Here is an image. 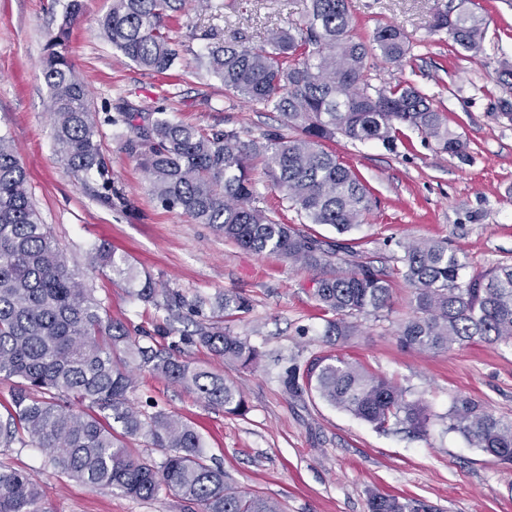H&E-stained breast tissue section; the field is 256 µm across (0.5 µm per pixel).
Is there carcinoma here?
<instances>
[{
  "label": "carcinoma",
  "mask_w": 512,
  "mask_h": 512,
  "mask_svg": "<svg viewBox=\"0 0 512 512\" xmlns=\"http://www.w3.org/2000/svg\"><path fill=\"white\" fill-rule=\"evenodd\" d=\"M458 0L434 14L433 27L448 30L470 54L485 52L484 16ZM186 0H112L98 20L100 30L124 57L164 79L176 77L179 57L172 36ZM82 0H68L57 32L46 45L42 74L50 98L53 137L65 169L80 180L96 179L93 191L105 204L124 203L112 188V173L98 140L85 82L65 54L71 22ZM196 68L224 86V97L241 98L280 114L291 136L243 139L235 129L206 131L161 110L157 116L121 114L134 137L125 151L140 159L151 194L166 209L208 224L224 238L257 255L275 254L316 272L314 294L324 317L323 336L343 344L359 332L358 319L390 307L392 285L383 269L353 247L326 242L286 224L260 207L252 177L264 164L269 185L282 194L301 224H325L337 233L359 228L370 210L367 187L324 142L390 145L408 128L464 158L468 143L414 85H371L367 61L379 55L405 66L411 47L395 25L377 27L367 40L356 33L349 0H307L300 20L276 30L261 44L226 42L216 32ZM503 96L494 117L512 125V65L496 70ZM399 274L412 289L413 314L399 324L397 339L420 351L449 350L476 341L512 344V268L467 275L448 246L432 240L399 243ZM90 264L125 281L147 303L187 306L182 294L159 288L128 258L103 243ZM347 264L350 269H342ZM238 293H224L211 319L192 331L195 342L227 363L248 368L258 350L224 327V317L247 310ZM146 367L199 395L210 406L238 413L239 388L224 376L179 360L167 348L142 344L108 316L95 289L70 265L48 225L41 222L26 168L10 139L0 134V375L21 380L13 409L0 418V447L19 433L47 461L92 488L108 487L139 500L169 490L202 512H281L270 498L231 487L224 469L209 462L194 428L181 418L145 415L129 403L132 367ZM284 389H307L328 404L380 431L404 426L423 435L426 407L389 379L342 355H328L302 371L288 368ZM71 396L97 406L98 415L75 411ZM122 435H117L114 424ZM448 430L500 463H512V420L459 396L448 410ZM145 435L161 458L130 454L121 437ZM0 512H47L39 486L26 474L0 469ZM370 512H431L421 500L376 495Z\"/></svg>",
  "instance_id": "cac0c4a2"
}]
</instances>
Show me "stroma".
I'll return each mask as SVG.
<instances>
[{
    "label": "stroma",
    "mask_w": 512,
    "mask_h": 512,
    "mask_svg": "<svg viewBox=\"0 0 512 512\" xmlns=\"http://www.w3.org/2000/svg\"><path fill=\"white\" fill-rule=\"evenodd\" d=\"M68 0H0V132L8 133L30 174L43 223L59 247L93 285L112 318L131 336L168 347L176 357L222 373L241 390L246 410L230 414L146 368L134 371L129 398L152 414L190 422L208 457L239 490L277 501L282 512H369L373 495L419 499L434 512H512V467L498 465L448 429L453 400L467 396L495 416L512 419V346L477 343L449 351L401 346L398 324L412 313L411 290L397 272L398 242H444L471 274L512 266V125L493 111L502 90L494 80L501 60L512 61V0H478L488 22L486 52L458 50L447 31L434 30L437 0H351L361 37L392 24L407 35L412 60L404 67L368 61L377 88L408 81L432 96L448 125L461 133L469 156L441 152L417 132L387 147L345 138L326 150L360 178L372 195L361 227L351 236L385 268L392 281L389 310L360 319V333L331 347L314 296L313 271L274 256H261L161 206L148 177L123 142L131 137L125 112L165 110L203 128H236L259 137L284 132L278 113L242 99H228L222 85L199 72L196 58L217 27L225 40L257 43L270 31L301 18L305 0H211L206 11L186 9L177 37L181 77L169 82L130 63L103 37L98 17L112 0H83L68 45L76 72L88 86L92 112L111 115L99 138L124 205L110 207L86 191L60 165L54 151L49 97L40 61ZM109 243L160 287L201 302V317L225 291L247 297V311L228 325L262 352L257 367L224 362L192 342L193 317L133 298L127 284L93 270L92 249ZM349 356L397 382L430 414L425 436L381 432L306 393L290 396L280 377L291 364L308 367L326 354ZM28 474L42 490L47 512H199L196 504L164 490L140 501L92 488L46 462L39 449L18 443L0 447V468Z\"/></svg>",
    "instance_id": "stroma-1"
}]
</instances>
